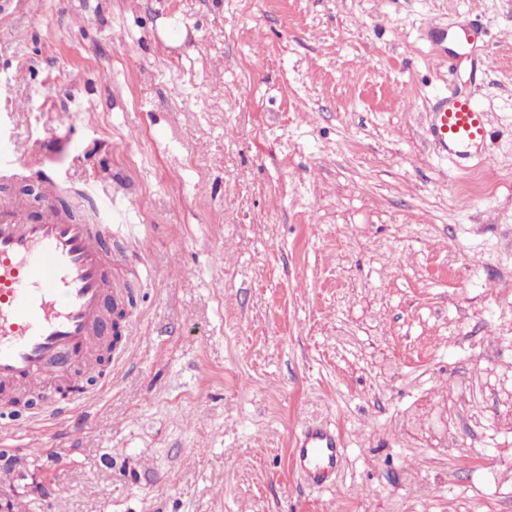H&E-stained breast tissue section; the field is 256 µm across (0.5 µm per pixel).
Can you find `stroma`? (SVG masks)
I'll list each match as a JSON object with an SVG mask.
<instances>
[{
	"label": "stroma",
	"mask_w": 512,
	"mask_h": 512,
	"mask_svg": "<svg viewBox=\"0 0 512 512\" xmlns=\"http://www.w3.org/2000/svg\"><path fill=\"white\" fill-rule=\"evenodd\" d=\"M456 89L492 131L465 170L428 138ZM0 139L108 189L134 252L130 351L74 425L0 418V500L512 512V0H42L0 19ZM336 435L320 426H308L293 451L295 466L316 481H323L339 461Z\"/></svg>",
	"instance_id": "stroma-1"
}]
</instances>
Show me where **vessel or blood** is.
I'll list each match as a JSON object with an SVG mask.
<instances>
[{
	"label": "vessel or blood",
	"mask_w": 512,
	"mask_h": 512,
	"mask_svg": "<svg viewBox=\"0 0 512 512\" xmlns=\"http://www.w3.org/2000/svg\"><path fill=\"white\" fill-rule=\"evenodd\" d=\"M430 135L443 152L465 158L485 145L490 130L477 100L457 92L436 106ZM132 261L128 250L113 247L111 225L73 219L55 195H46L34 220L23 199H0V411L38 383L67 384L71 367L87 379L99 375L98 355L111 347L103 334L107 304L125 295L112 270ZM79 403L57 398L38 419L69 420ZM293 461L324 480L339 461L335 434L306 427Z\"/></svg>",
	"instance_id": "1"
}]
</instances>
